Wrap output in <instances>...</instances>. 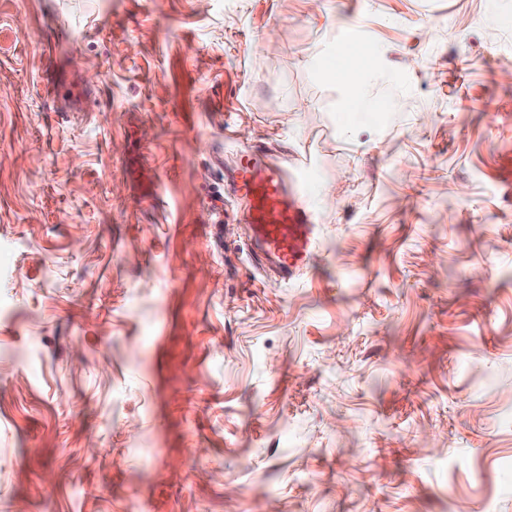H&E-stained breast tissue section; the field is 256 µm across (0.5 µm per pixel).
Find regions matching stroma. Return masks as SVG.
<instances>
[{
    "label": "stroma",
    "mask_w": 512,
    "mask_h": 512,
    "mask_svg": "<svg viewBox=\"0 0 512 512\" xmlns=\"http://www.w3.org/2000/svg\"><path fill=\"white\" fill-rule=\"evenodd\" d=\"M0 512H512V0H0ZM371 58L366 51H349L348 54L345 53V56L336 58V66L329 71V75L337 80H343L348 72L368 67ZM227 181L246 204L253 248L282 279L307 268L317 246L318 224L305 202L306 174L291 180L283 162L245 152Z\"/></svg>",
    "instance_id": "stroma-1"
}]
</instances>
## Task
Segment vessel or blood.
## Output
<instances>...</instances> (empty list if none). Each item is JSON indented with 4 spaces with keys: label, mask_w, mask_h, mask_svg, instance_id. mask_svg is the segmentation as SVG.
Instances as JSON below:
<instances>
[{
    "label": "vessel or blood",
    "mask_w": 512,
    "mask_h": 512,
    "mask_svg": "<svg viewBox=\"0 0 512 512\" xmlns=\"http://www.w3.org/2000/svg\"><path fill=\"white\" fill-rule=\"evenodd\" d=\"M227 180L246 204L253 248L281 278L307 268L318 241V226L305 202L307 177L289 178L283 162L246 152Z\"/></svg>",
    "instance_id": "obj_1"
}]
</instances>
